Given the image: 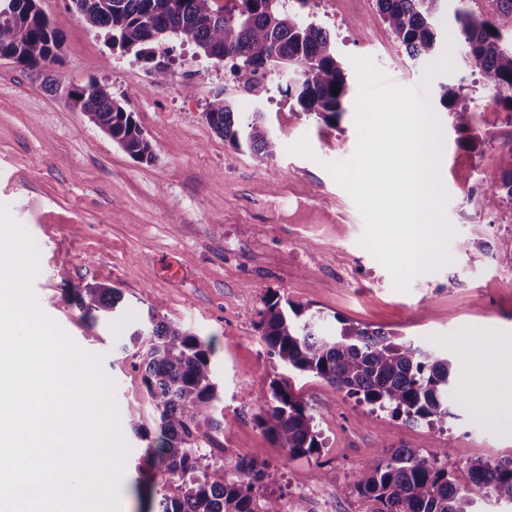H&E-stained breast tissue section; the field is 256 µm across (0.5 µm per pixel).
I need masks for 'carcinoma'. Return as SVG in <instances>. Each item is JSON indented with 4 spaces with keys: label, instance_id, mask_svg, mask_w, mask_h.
I'll return each mask as SVG.
<instances>
[{
    "label": "carcinoma",
    "instance_id": "carcinoma-1",
    "mask_svg": "<svg viewBox=\"0 0 512 512\" xmlns=\"http://www.w3.org/2000/svg\"><path fill=\"white\" fill-rule=\"evenodd\" d=\"M39 0H0V58L27 70H43L61 63V39ZM85 23L105 31L112 47L147 58L170 36H183L196 55L231 63L240 92L254 100L268 93L267 73L288 72L295 79L286 92L296 115L314 114L332 126L345 112L350 85L336 58L333 40L325 29L303 22L296 8L309 0H71ZM440 0H376L377 15L412 58H425L438 47L435 26ZM485 11L460 13L461 48L478 68L482 84L498 93L495 101L512 112V47L501 38L512 34V0H484ZM72 98L101 132L138 161L154 157L133 113L112 97L108 86L95 80ZM455 93L444 90L440 103L451 111L459 131L472 127L473 112L455 107ZM206 119L224 141L246 149L261 166L274 157L277 140L263 113L239 112L236 103L215 97ZM484 203L491 211L512 204V172L487 173ZM122 296L101 285L78 290L76 304L91 321L120 314ZM261 336L271 354L288 370L313 374L360 402L382 411L444 425L453 416L448 400L452 363L426 353L400 336L381 329L341 323L323 329L321 314H307L273 297L261 312ZM123 352L138 360L142 384L152 410L144 423L140 403L128 405L126 421L148 441L144 469L167 476L158 501L148 500L145 512H283L278 499L258 497L254 483L273 482L276 474L244 460L236 477L224 464L208 459L199 444L218 447L213 433L224 429L216 417L222 401L210 362V343L180 323L148 311L146 319L129 331ZM270 402L257 415V424L273 443L292 458L311 456L320 448L318 424L305 404L288 391L286 380L270 383ZM357 492L379 504L375 512H472L475 500L495 494L512 502V458L474 461L468 482L460 486L448 469L428 460L414 448H384L355 483Z\"/></svg>",
    "mask_w": 512,
    "mask_h": 512
}]
</instances>
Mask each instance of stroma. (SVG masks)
<instances>
[{
  "instance_id": "1",
  "label": "stroma",
  "mask_w": 512,
  "mask_h": 512,
  "mask_svg": "<svg viewBox=\"0 0 512 512\" xmlns=\"http://www.w3.org/2000/svg\"><path fill=\"white\" fill-rule=\"evenodd\" d=\"M40 6L64 37L62 63L38 76L0 59V203L39 251L32 292L40 310L75 345L103 354L119 410L143 397L141 373L122 348L131 326L152 311L209 341L224 397V465L253 460L278 470L272 492L284 505L301 496L308 512H373L374 502L353 486L384 448L418 449L449 465L462 484L475 460L512 455V427L502 425V411L487 409L484 388L463 384L475 360L491 368L512 355V224L485 208L486 186L472 175L476 168L512 171V112L494 102L460 49L452 51V71L430 77L428 60L409 58L377 19L375 0L355 15L334 18L316 7L308 15L333 36L351 88L359 86L357 58L371 60L394 84L428 88L456 244L450 264L401 290L361 245L364 224L325 222L319 208L325 192L351 199L327 166L355 150V100L333 127L294 115L281 79L270 81L264 99L244 101L222 61L197 58L194 44L181 39L173 43L169 81L157 85L147 60L113 49L70 0ZM92 78L133 112L154 145L151 161L132 159L75 106L70 89ZM446 87L475 114L470 137L455 131L439 104ZM217 95L266 115L278 137L267 165L257 166L207 124L206 105ZM298 177L308 181V196L255 193L259 183ZM461 240L467 249L458 248ZM88 284L121 292L122 313L112 323L84 319L73 303V291ZM272 294L448 357L454 418L431 428L288 372L258 328ZM489 344L495 354H484ZM282 378L319 424V456L289 458L256 424L270 382ZM123 434L130 452L121 512H137L135 478L147 442L131 429Z\"/></svg>"
}]
</instances>
